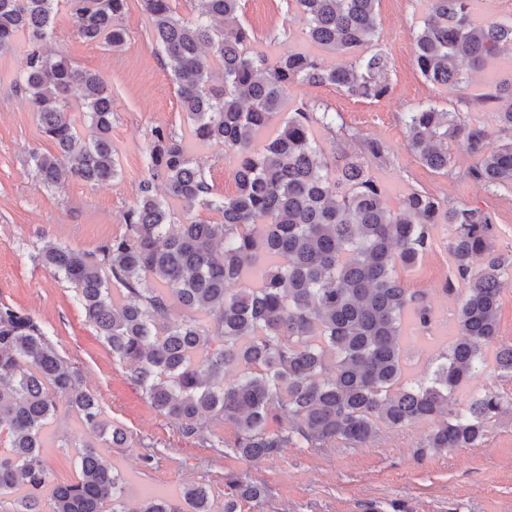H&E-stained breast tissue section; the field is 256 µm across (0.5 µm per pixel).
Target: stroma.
<instances>
[{"instance_id":"stroma-1","label":"stroma","mask_w":512,"mask_h":512,"mask_svg":"<svg viewBox=\"0 0 512 512\" xmlns=\"http://www.w3.org/2000/svg\"><path fill=\"white\" fill-rule=\"evenodd\" d=\"M426 16V0H379L374 46L390 61V91L381 100L360 101L333 85L299 84L290 90L287 106L319 104L339 113L346 126L389 143V163L373 168L389 206L418 190L452 205L482 207L494 219L495 249L512 250V193H494L470 180L466 171L474 159L461 150L454 154L452 175L431 171L409 149L401 121L405 112L429 103L461 113L466 122L493 125L498 106L483 97L512 76V53L470 74L456 90L430 83L413 57ZM241 20L251 32L255 53L273 59L297 50L322 57L329 66L338 61L337 55L307 40L304 22L286 0H242ZM122 24L128 37L121 47L110 49L84 42L65 14L57 16L56 48L77 66L99 74L112 91V147L119 173L101 186L69 179L50 190L25 166L27 152L47 153L54 145L13 88L19 56H0V303L36 317L60 354L81 369L84 385L96 395L105 419L132 435V447L101 450L125 479L127 504L138 505L149 494L176 500L185 485L196 483L206 485L219 505L225 475L241 473L270 488L262 504L244 506L242 512H367L372 505L378 512H393L398 505L407 512H512V417L494 423L480 447L452 448L421 462L415 450L432 429L426 421L382 429L376 440L358 448L341 443L333 448H288L280 456L249 463L182 436L127 380L124 368L87 321L73 285L54 277L34 257L49 243L92 252L124 231L123 214L149 176L145 155L154 127L182 136L217 195L235 193L236 161L223 147L192 138L141 0H129ZM447 245L448 233L439 229L432 248L414 267L399 272L404 287L422 295L434 314L428 334L415 331L412 320L404 322L401 351L411 378L431 371L457 334L459 301L454 290L461 282ZM84 436L75 413L59 408L43 434L42 453L54 482L76 476L77 451L63 447V439ZM145 443L155 452L148 467L141 459Z\"/></svg>"}]
</instances>
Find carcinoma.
<instances>
[{"instance_id":"carcinoma-1","label":"carcinoma","mask_w":512,"mask_h":512,"mask_svg":"<svg viewBox=\"0 0 512 512\" xmlns=\"http://www.w3.org/2000/svg\"><path fill=\"white\" fill-rule=\"evenodd\" d=\"M306 21L316 46L346 54L328 67L316 56L288 52L274 61L250 51L240 0H195L184 16L173 0H142L151 32L170 70L192 134L221 145L238 159L237 192L216 197L183 139L151 130L149 178L124 214V232L93 253L61 244L37 255L55 276L74 285L76 299L127 379L187 437L210 447L199 421L235 430L237 458L276 457L286 448H349L382 428L429 421L434 427L416 458L430 451L475 448L512 398L496 391L453 409L484 348L498 335L503 288L512 287V250L498 253L492 215L448 205L412 191L398 208L387 205L369 163L384 162L385 141L355 132L358 149L332 153L312 127L336 132L340 114L302 104L281 130L255 148L257 133L282 111L299 83L335 85L360 99L390 90L386 56L372 49L379 0H286ZM474 0H428L414 60L426 80L453 89L474 71L512 51V21L479 23ZM127 0H0V54L17 53L14 86L36 115L55 152H31L27 161L47 188L71 176L91 185L112 180V92L100 75L75 67L48 48L54 18L65 10L85 42L118 47ZM487 100L505 103L489 131L458 112L426 104L405 113L408 145L422 164L447 175L453 148L473 156L466 176L494 192L512 190V76ZM90 123L91 138L77 115ZM165 195L182 204L186 219L170 220ZM214 211L220 221L196 218ZM448 226V253L465 282L458 336L431 374L408 380L400 341L411 314L421 331L434 317L425 301L404 288L397 268H409L431 247L438 225ZM270 263L255 266L259 255ZM483 259L481 266L475 260ZM254 269L258 284L240 287ZM184 310L170 318L172 306ZM494 370L512 377V345L496 349ZM109 447H129L126 430L109 425L97 398L83 387L80 369L62 357L45 327L27 312L0 305V499L9 512H214L209 489L184 487L180 503L149 496L124 505V479L88 439L79 449L77 477L53 483L42 455V431L58 400ZM269 487L245 474L226 477L222 512L259 505ZM49 500L44 509L43 500Z\"/></svg>"}]
</instances>
